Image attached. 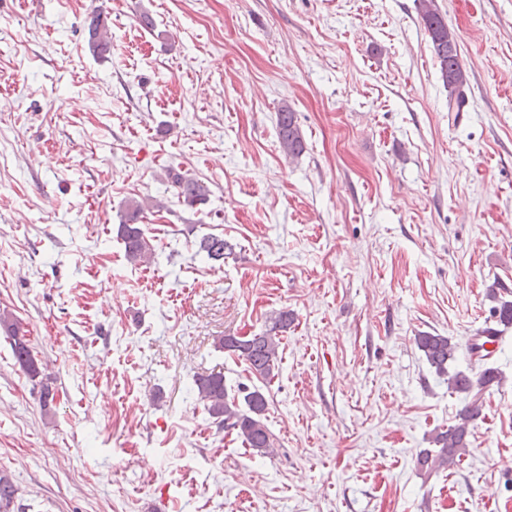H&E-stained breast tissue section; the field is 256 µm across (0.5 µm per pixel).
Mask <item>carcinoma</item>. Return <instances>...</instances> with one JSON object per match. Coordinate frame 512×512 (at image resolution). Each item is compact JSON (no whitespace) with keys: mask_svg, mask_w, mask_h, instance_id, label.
<instances>
[{"mask_svg":"<svg viewBox=\"0 0 512 512\" xmlns=\"http://www.w3.org/2000/svg\"><path fill=\"white\" fill-rule=\"evenodd\" d=\"M416 10L431 39L443 86L448 89L449 95L461 96L467 84V75L458 61L454 34L438 13L434 0H416ZM86 27L90 50L100 58L107 57L112 49V32L107 14L101 10L92 11L86 18ZM276 132L280 149L285 155L295 158L303 153L305 141L297 125L295 112L286 105L277 113ZM167 176L177 188V196L185 206L192 209L207 201L209 187L206 183L174 169L168 170ZM149 206L160 208L162 203L149 205L132 201L127 204L122 222L118 224L117 239L124 246L127 260L134 265L149 262L153 255L140 227L142 214ZM232 251L233 245L220 235L206 234L198 242V252L215 262L223 260ZM292 321L291 313L280 311L271 318L269 329L244 338L224 336L219 339L218 347L241 357L255 376L270 379L274 377L278 360L280 334L288 329ZM0 329L10 341L16 362L30 378L39 377L41 370L25 338L21 323L3 310L0 312ZM416 345L436 373L448 376V390L453 393H469L476 385L483 387L498 379L497 372L491 368L485 369L475 380L462 371L448 373V363L455 357V345L447 336L422 333L416 336ZM194 385L197 399L203 403L204 409L218 427L227 433H236L249 448L264 455L273 453L271 434L262 421L267 410V401L260 391H250L240 400L238 396L228 393L224 385V375L220 373L198 375L194 379ZM478 414L479 407L476 405L460 411L455 423L433 437L435 449L420 451L418 464L427 470L455 464L456 458L463 455L468 448L470 427ZM16 496L17 488L13 482L8 476L1 474L0 512H14Z\"/></svg>","mask_w":512,"mask_h":512,"instance_id":"1","label":"carcinoma"}]
</instances>
